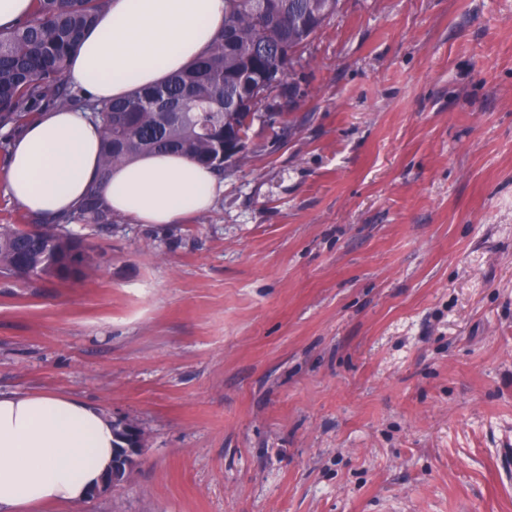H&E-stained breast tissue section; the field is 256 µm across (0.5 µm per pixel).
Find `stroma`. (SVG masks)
<instances>
[{
  "label": "stroma",
  "mask_w": 512,
  "mask_h": 512,
  "mask_svg": "<svg viewBox=\"0 0 512 512\" xmlns=\"http://www.w3.org/2000/svg\"><path fill=\"white\" fill-rule=\"evenodd\" d=\"M182 224L0 279V394L144 433L77 512H512V0H340Z\"/></svg>",
  "instance_id": "obj_1"
}]
</instances>
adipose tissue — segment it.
Returning a JSON list of instances; mask_svg holds the SVG:
<instances>
[{
  "mask_svg": "<svg viewBox=\"0 0 512 512\" xmlns=\"http://www.w3.org/2000/svg\"><path fill=\"white\" fill-rule=\"evenodd\" d=\"M224 27V0H108L72 53L71 84L103 103L158 86L201 56ZM87 111L58 107L10 138L0 187L27 212L54 218L101 182L114 214L177 224L211 207L224 182L177 153L136 155L101 177ZM117 437L95 405L52 394L0 396V512L78 507L112 464Z\"/></svg>",
  "mask_w": 512,
  "mask_h": 512,
  "instance_id": "ef3b65f1",
  "label": "adipose tissue"
}]
</instances>
